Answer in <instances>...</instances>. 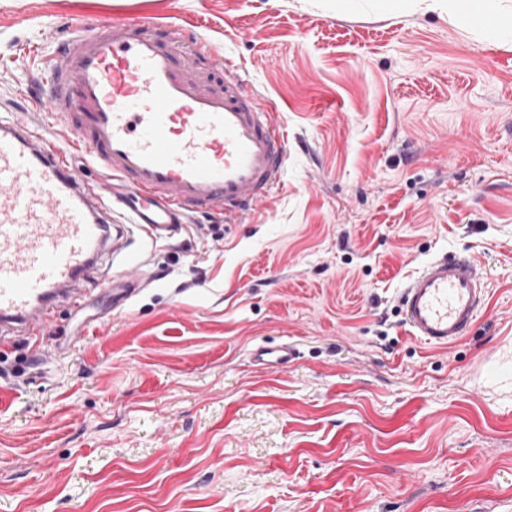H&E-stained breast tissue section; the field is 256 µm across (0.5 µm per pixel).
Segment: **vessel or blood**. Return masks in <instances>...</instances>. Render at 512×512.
<instances>
[{
  "instance_id": "b4317fda",
  "label": "vessel or blood",
  "mask_w": 512,
  "mask_h": 512,
  "mask_svg": "<svg viewBox=\"0 0 512 512\" xmlns=\"http://www.w3.org/2000/svg\"><path fill=\"white\" fill-rule=\"evenodd\" d=\"M155 25L135 16L77 27L40 60L38 104L104 181L77 172L41 126L0 115V351L13 337L38 343L60 304L82 307V281L122 255L131 232L156 242L195 210L248 213L287 168L285 133L241 66L191 27L170 22L161 37ZM205 52L221 87L193 66ZM116 210L129 224L113 222ZM101 285L116 305L139 290L128 275ZM484 304L467 254L431 259L399 297L411 334L440 346L465 336ZM294 357L285 343L252 352L277 369Z\"/></svg>"
}]
</instances>
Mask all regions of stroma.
Listing matches in <instances>:
<instances>
[{
    "label": "stroma",
    "mask_w": 512,
    "mask_h": 512,
    "mask_svg": "<svg viewBox=\"0 0 512 512\" xmlns=\"http://www.w3.org/2000/svg\"><path fill=\"white\" fill-rule=\"evenodd\" d=\"M140 15L242 65L287 173L245 222L135 237L148 286L116 309L91 273L41 362L9 349L0 512H512V31L415 0H0V104L34 108L68 30ZM448 252L486 304L437 347L398 297ZM252 358L257 365L284 369L295 358V353L285 343L275 347L259 345L252 351Z\"/></svg>",
    "instance_id": "obj_1"
}]
</instances>
